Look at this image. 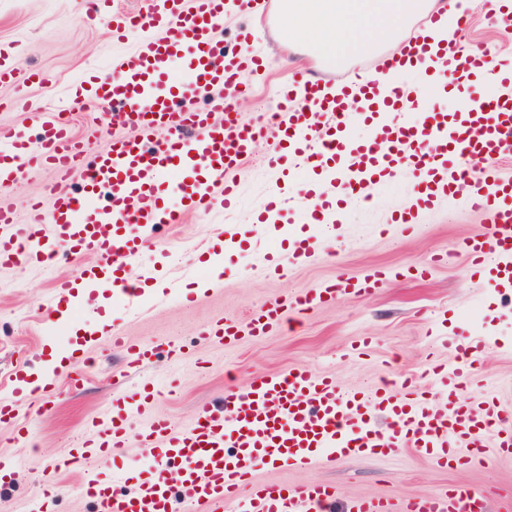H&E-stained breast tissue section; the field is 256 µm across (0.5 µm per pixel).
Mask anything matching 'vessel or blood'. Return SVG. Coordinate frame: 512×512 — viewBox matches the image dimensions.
<instances>
[{"label":"vessel or blood","instance_id":"b4317fda","mask_svg":"<svg viewBox=\"0 0 512 512\" xmlns=\"http://www.w3.org/2000/svg\"><path fill=\"white\" fill-rule=\"evenodd\" d=\"M230 2L147 0L137 12L115 16L112 39L120 49L110 72L87 75L82 84L88 97L112 112L108 148H91L50 112H37L38 135L24 129L0 134L1 187L46 167L60 180L81 181L80 193L55 191L50 206L33 201L23 217L0 204L1 267L92 254L96 265L56 281L55 299L75 300L84 289L105 283L132 301L136 287L119 276L115 258L133 259L162 227L179 223L186 213L209 210L214 199H221L225 210L237 208L240 184L234 173L252 159L260 129L243 123L232 100L246 93L247 76L263 69L266 59L247 26L238 29L233 47H220L217 37ZM424 53V35L412 36L389 57L388 67L454 88L484 76L512 84V69L498 67L487 52L452 57L443 73L424 68ZM325 88V81L306 76L281 88L280 113L268 133L274 147L263 162L278 169L282 182L270 191L265 212L278 209L292 175L297 195L308 203L305 223L319 224L340 210L345 197L390 182L407 167L416 174L414 203L398 221L412 234L418 214L464 184L490 227L466 239L463 248L490 288L511 292L512 177L500 175L498 165L512 159V97H473L463 111L426 112L404 126L389 115L417 102L416 84L403 82L383 94L377 79L368 76L339 84L331 94ZM357 97L366 101V112L353 113ZM357 119L369 128L368 137L349 138L346 129ZM159 130L167 131V138L153 140ZM326 183L335 195L323 191ZM321 246L318 236H293L277 264L313 259ZM385 278L381 270L361 279L341 276L309 293L271 301L251 315L249 330L264 334L280 325L288 310L362 296ZM112 345L134 353L143 365L158 351L157 345L134 344L119 335ZM489 347L487 338L470 337L452 363L433 367L428 390L409 378L395 387L348 389L304 366L258 376L248 388L198 406L183 430L152 419L140 435L141 472L131 492L114 463L126 454L130 421L145 413L155 395L142 381L131 396L108 406L59 465L84 470V491L95 512H177L182 501L235 512L239 489L250 483L256 467L303 464L319 448L338 460L412 448L443 465L460 450L465 461L485 465V448L512 450V414L494 397L473 403L463 395ZM21 380L18 371L0 379L10 392L0 401L1 421L12 418L16 401L24 397ZM335 503L336 490L327 485H258L246 512H331ZM484 510L483 500L459 489L403 502L358 498L345 507V512Z\"/></svg>","mask_w":512,"mask_h":512}]
</instances>
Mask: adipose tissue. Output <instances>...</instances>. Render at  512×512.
I'll list each match as a JSON object with an SVG mask.
<instances>
[{
    "label": "adipose tissue",
    "instance_id": "ef3b65f1",
    "mask_svg": "<svg viewBox=\"0 0 512 512\" xmlns=\"http://www.w3.org/2000/svg\"><path fill=\"white\" fill-rule=\"evenodd\" d=\"M435 7L444 21L430 35L456 54L455 31L469 18L470 0H287L282 18L289 40L303 41L313 55L341 65Z\"/></svg>",
    "mask_w": 512,
    "mask_h": 512
}]
</instances>
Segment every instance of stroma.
<instances>
[{
	"label": "stroma",
	"instance_id": "35a3bbf8",
	"mask_svg": "<svg viewBox=\"0 0 512 512\" xmlns=\"http://www.w3.org/2000/svg\"><path fill=\"white\" fill-rule=\"evenodd\" d=\"M81 2L0 0V49L7 51V61L18 76L15 83L0 86V101L5 104L0 130L29 125L24 105L30 102L67 117L80 133H94L97 146L108 143L110 128L101 109L77 100L71 85L85 73H107L113 51L112 17L87 20ZM470 14V22L459 30L461 44L485 49L494 60L512 61V26L491 23L486 0H471ZM424 22V17L413 18L394 40L336 68L318 61L304 44L284 46L276 30L260 28L269 68L250 77L243 120L267 122L278 110L281 85L297 73L317 71L342 83L375 69L380 56L394 53ZM32 69L46 74L45 84L26 81ZM270 147V142L258 143L254 157L238 173L243 197L236 211L217 206L186 215L166 230L163 242L141 251L128 269L142 285L137 308L115 305L109 294L99 291L92 316L60 320L49 308L53 282L76 273L77 264L0 269V375L19 365L34 366L40 351H65L76 329L94 327L106 318L130 341L171 343L178 350L174 356L161 353L141 368L133 356L102 341L94 365L81 381L59 376L47 413L36 415L20 406V417L28 421L25 437L16 438L10 426L0 423V461L22 463L0 483V512H29L50 482L62 490L57 512H90L88 500L78 493L82 471L58 468L57 462L91 420L132 391L143 375L162 384L170 373H177L176 390L152 401L150 410L181 428L190 423L199 403L248 385L260 373L295 366L316 369L349 388L406 376L423 387L429 383L427 368L437 360L453 361L454 348L467 333L488 337L496 345L483 360L484 378L469 383L466 397L477 402L491 391L512 409V294L495 292L473 276L462 251L467 237L487 231L485 215L458 192L421 217L419 234L407 236L388 227L392 214L411 206L413 177L404 173L375 188L370 201L350 203L337 225L319 228V235L329 241L325 253L271 274L262 257L267 250L286 249L299 214L273 212L265 222L255 220L277 179L262 162ZM56 182L53 173L45 172L0 188V199L21 215L31 198L50 204ZM223 262L229 267L227 274L222 281H213V265ZM423 266L430 267V274L408 275V268ZM375 267L391 269L394 275L371 296L291 314L284 326L269 334L245 335L228 346L201 336L219 319L242 322L274 298L308 292L343 273L360 277ZM200 283L207 289L198 294L194 288ZM364 338L369 344L363 348L359 342ZM253 480L288 487L330 485L337 491L340 508L362 497H431L462 484L484 496L488 512H496L499 498L512 496V455L498 456L485 466L441 467L428 456L405 449L344 461L319 459L302 468L267 465Z\"/></svg>",
	"mask_w": 512,
	"mask_h": 512
}]
</instances>
